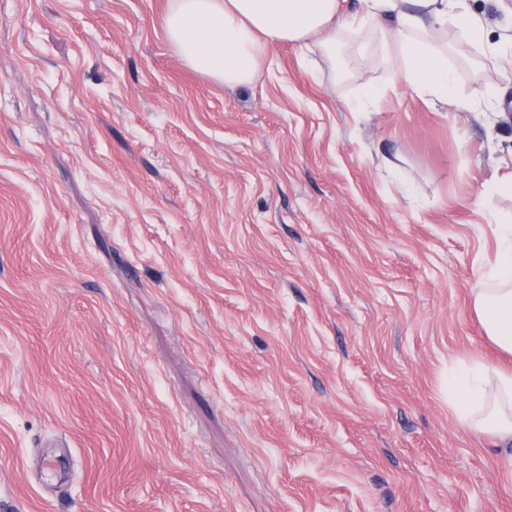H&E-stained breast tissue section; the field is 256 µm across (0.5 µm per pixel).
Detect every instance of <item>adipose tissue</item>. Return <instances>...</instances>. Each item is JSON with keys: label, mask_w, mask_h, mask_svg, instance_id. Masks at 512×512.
Returning a JSON list of instances; mask_svg holds the SVG:
<instances>
[{"label": "adipose tissue", "mask_w": 512, "mask_h": 512, "mask_svg": "<svg viewBox=\"0 0 512 512\" xmlns=\"http://www.w3.org/2000/svg\"><path fill=\"white\" fill-rule=\"evenodd\" d=\"M343 15L338 0H170L167 40L183 61L228 86L251 84L267 47L299 43L329 50L341 31L376 32L385 45L392 81L439 101L454 100L446 46L437 36L455 27L468 43L488 41L484 19L467 0H360ZM471 307L490 341L512 355V234L501 238L498 260L482 272ZM454 404L462 431L512 445V371L478 358L463 364Z\"/></svg>", "instance_id": "1"}]
</instances>
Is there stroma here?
<instances>
[{"mask_svg":"<svg viewBox=\"0 0 512 512\" xmlns=\"http://www.w3.org/2000/svg\"><path fill=\"white\" fill-rule=\"evenodd\" d=\"M465 111L378 39L227 86L168 0H0V512H512L462 432L471 291L512 225V0ZM371 88L381 96L365 102Z\"/></svg>","mask_w":512,"mask_h":512,"instance_id":"35a3bbf8","label":"stroma"}]
</instances>
